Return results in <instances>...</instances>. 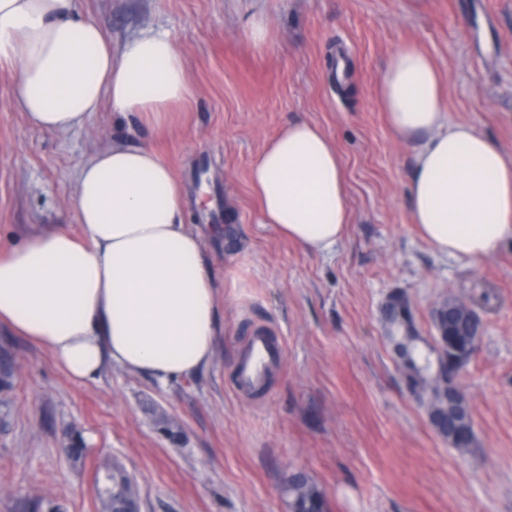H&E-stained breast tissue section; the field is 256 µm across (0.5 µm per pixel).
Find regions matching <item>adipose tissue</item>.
Masks as SVG:
<instances>
[{
    "label": "adipose tissue",
    "instance_id": "obj_1",
    "mask_svg": "<svg viewBox=\"0 0 512 512\" xmlns=\"http://www.w3.org/2000/svg\"><path fill=\"white\" fill-rule=\"evenodd\" d=\"M29 124L64 134L110 103L159 120L190 96L170 34L113 48L76 0H0V71ZM380 105L394 134L416 144L410 218L436 251L474 263L512 240V161L470 124L452 122L439 73L415 48L382 75ZM262 223L303 252L347 236L348 190L334 141L294 120L250 169ZM81 232L36 233L0 250V323L45 348L77 380L105 363L161 382L198 372L220 332L219 289L203 239L186 222L181 181L149 146L92 150L77 173Z\"/></svg>",
    "mask_w": 512,
    "mask_h": 512
}]
</instances>
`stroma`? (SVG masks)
<instances>
[{
	"mask_svg": "<svg viewBox=\"0 0 512 512\" xmlns=\"http://www.w3.org/2000/svg\"><path fill=\"white\" fill-rule=\"evenodd\" d=\"M119 49L151 31L181 50L191 97L155 126L110 105L83 127L32 128L0 72V247L80 227L76 174L121 138L153 146L183 184L187 221L224 284L211 364L162 383L108 364L71 378L50 353L0 325V512H98L94 481L118 460L141 512H288L307 475L327 512H512V243L479 263L440 254L410 219L414 147L390 130L379 84L413 45L435 63L448 118L512 159V0H78ZM267 20L266 45L245 30ZM317 124L335 142L352 224L333 252H302L259 221L249 169L282 125ZM406 293L421 336L444 294L482 325L461 371L475 441L438 436L404 386L380 311ZM285 354L263 394L232 389L252 329ZM84 447L80 461L66 447Z\"/></svg>",
	"mask_w": 512,
	"mask_h": 512,
	"instance_id": "1",
	"label": "stroma"
}]
</instances>
